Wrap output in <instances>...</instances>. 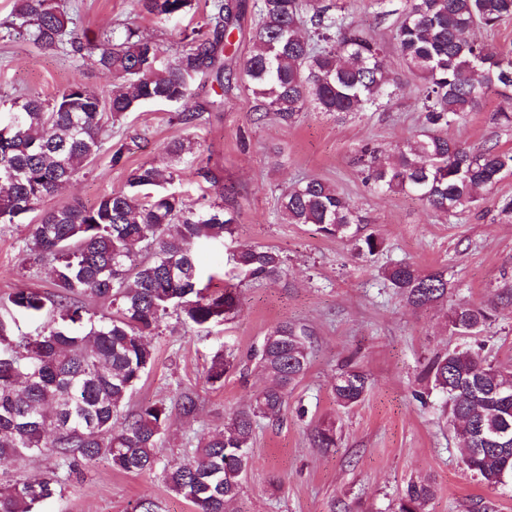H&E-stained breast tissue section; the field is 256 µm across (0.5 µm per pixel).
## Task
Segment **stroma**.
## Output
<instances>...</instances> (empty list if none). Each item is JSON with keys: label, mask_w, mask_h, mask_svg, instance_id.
<instances>
[{"label": "stroma", "mask_w": 512, "mask_h": 512, "mask_svg": "<svg viewBox=\"0 0 512 512\" xmlns=\"http://www.w3.org/2000/svg\"><path fill=\"white\" fill-rule=\"evenodd\" d=\"M64 2L77 21L85 52L73 56L41 50L22 36L0 38V98L49 99L75 79L109 97L116 83L95 65L93 46L132 26L171 58L186 34L205 30L209 14L206 0H197L189 14L161 24L140 14L134 0ZM331 2L347 22L380 43L395 80V95L387 106L343 117L310 110L286 125L274 115H260L256 100L240 83L223 89L202 78L192 83L180 104L145 103L107 125L105 149L44 206L90 204L120 190L133 168L162 164L164 145L187 137L200 156L178 165L175 189L193 198L205 193L236 208L234 234L197 244L194 252L201 284L209 291L238 283V314L204 331L169 316L161 335L151 339L154 363L130 401L134 407L158 400L171 403L180 392L194 391L200 402L196 417L188 420L172 412L159 450L165 462L190 458L200 439L223 428L264 387L254 353L268 332L283 321L304 329L307 371L289 392L283 414L259 420L251 465L227 512H394L408 482L420 477L432 478L436 488L429 512H512V479L488 486L466 469L448 421L446 397L426 375L431 360L460 346L512 367V222L498 216L502 200L512 198V175L455 218L433 213L406 194L366 185L356 164L359 146L372 142L385 158L424 126L418 104L421 82L403 65L392 39L406 0ZM498 109L496 96L485 97L448 127V138L471 148L512 151V127L499 124ZM181 112H196L200 118L183 124L177 119ZM115 147L123 150L117 164L111 160ZM202 164L208 165L214 182L199 176ZM312 177L335 186L360 208L365 232L383 240V252L361 257L351 239L325 237L312 224L280 222L279 195ZM36 220L32 213L25 222L0 224V298L18 288L55 290L48 269L35 264L25 246ZM255 245L280 253L284 272L279 279L260 285L238 282L229 257ZM398 261L427 271L447 270V300L419 309L407 305L382 276L385 267ZM461 304L491 314L478 335L449 331L448 313ZM218 352L233 354L237 367L223 382L212 384L206 371ZM349 367L367 374L369 389L359 403L342 409L332 383ZM328 420L336 423L337 444L316 447L311 433ZM144 497L153 499L159 512H195L160 473H125L104 459L40 510L132 512Z\"/></svg>", "instance_id": "1"}]
</instances>
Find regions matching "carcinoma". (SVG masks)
Here are the masks:
<instances>
[{"instance_id":"obj_1","label":"carcinoma","mask_w":512,"mask_h":512,"mask_svg":"<svg viewBox=\"0 0 512 512\" xmlns=\"http://www.w3.org/2000/svg\"><path fill=\"white\" fill-rule=\"evenodd\" d=\"M194 0H136L139 11L159 23L193 8ZM258 21L253 51L243 62L241 82L284 123L309 109L347 114L379 107L394 93L379 43L352 27L319 0H256ZM245 0H213L210 32L184 37L167 60L155 41L128 27L97 47V63L120 80L104 99L73 81L49 102L38 97L0 99V224L40 211L29 225L26 248L51 266L57 292L47 296L18 288L0 316V461H25L50 453L54 465L35 479L0 482V512H38L62 493L67 482L101 458L126 473H150L171 414L163 401L124 413L154 360L148 336L176 314L206 329L238 313L239 290L209 293L192 246L235 232L237 212L224 203L195 204L171 191L176 167L196 154L194 143L176 139L164 147L167 165H141L124 188L93 205L75 201L41 209L104 145V117L120 119L147 102L179 103L199 76L224 78V38L240 27ZM11 26L45 51L63 44L85 46L74 18L61 0H15ZM512 17V0H407L394 31L403 64L423 80L419 103L425 127L398 144L390 161H376L369 143L357 151L365 179L384 191L424 201L430 210L455 217L482 192L512 174V152L470 150L443 130L474 111L488 95L501 99L497 119L512 126V50L474 40L477 26L494 27ZM279 214L287 224H314L327 237H346L364 223L359 209L318 178L283 191ZM383 248L374 235L356 239L362 256ZM237 276L252 282L275 280L283 272L279 252L248 246L233 254ZM384 278L407 303L422 308L448 296L445 272L422 271L401 261ZM87 297L109 303L97 312ZM46 317L34 335L22 332L16 315ZM491 320L481 307L459 305L448 313V328L459 336L478 333ZM267 384L253 404L224 428L198 442L195 455L163 467L169 489L196 512H225L240 492L251 463L249 449L257 421L284 410L288 390L305 374L304 332L283 321L264 337L255 354ZM236 368L232 355L216 354L207 381L216 384ZM434 388L448 398V419L458 431L465 467L488 486L512 479V368L486 362L469 347H458L429 368ZM369 387L365 373L349 369L334 378L336 403H358ZM176 406L193 418L198 396L181 393ZM312 439L319 448L336 445L335 429L323 425ZM434 483L407 485L397 512H428Z\"/></svg>"}]
</instances>
